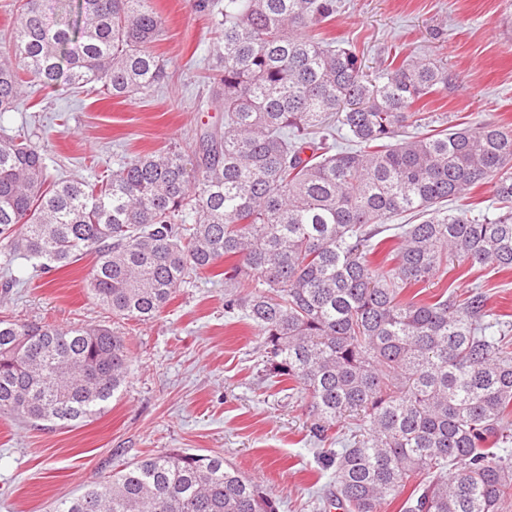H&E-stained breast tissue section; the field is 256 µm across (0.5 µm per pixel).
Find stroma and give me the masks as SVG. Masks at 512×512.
<instances>
[{
	"label": "stroma",
	"mask_w": 512,
	"mask_h": 512,
	"mask_svg": "<svg viewBox=\"0 0 512 512\" xmlns=\"http://www.w3.org/2000/svg\"><path fill=\"white\" fill-rule=\"evenodd\" d=\"M167 20L153 50L168 77L129 100L77 93L59 83L28 86L0 135L31 134L47 149L52 176L97 181L124 162L224 123L211 97L209 46L221 39L217 13L190 0H154ZM325 37L356 50L366 67L394 48L447 64L448 92L424 109L449 124L493 121L512 130V0H339ZM93 255L46 274L0 247V313L62 326L111 325L112 313L87 291ZM480 289L491 320L512 326V272L463 262L428 294ZM133 361L104 411L73 426L34 427L0 419V512H49L101 477L152 450L221 453L275 497L279 512H329L323 497L337 444L310 433L308 397L288 395L267 375L262 338L224 311V278L192 275L153 321H123Z\"/></svg>",
	"instance_id": "35a3bbf8"
}]
</instances>
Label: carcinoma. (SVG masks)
<instances>
[{
  "instance_id": "carcinoma-1",
  "label": "carcinoma",
  "mask_w": 512,
  "mask_h": 512,
  "mask_svg": "<svg viewBox=\"0 0 512 512\" xmlns=\"http://www.w3.org/2000/svg\"><path fill=\"white\" fill-rule=\"evenodd\" d=\"M20 0L0 51V118L23 84L64 81L129 99L159 86L165 29L153 0ZM336 0H224L211 91L224 125L194 148L139 156L96 183L51 181L39 141L0 140V236L42 270L96 254L90 290L119 320L160 315L190 273L224 267V311L263 336L269 375L311 400L314 438L339 418L359 434L326 459L330 504L381 512H501L512 499V340L486 298L408 295L454 259L512 271V130L487 122L408 136L438 120L417 104L453 74L394 52L374 76L317 36ZM334 118L352 150L336 149ZM490 185L507 209L478 220L443 207ZM392 257L370 260L380 225ZM132 366L107 326L0 315V417L74 425L103 411ZM54 512H278L224 455L154 451Z\"/></svg>"
}]
</instances>
